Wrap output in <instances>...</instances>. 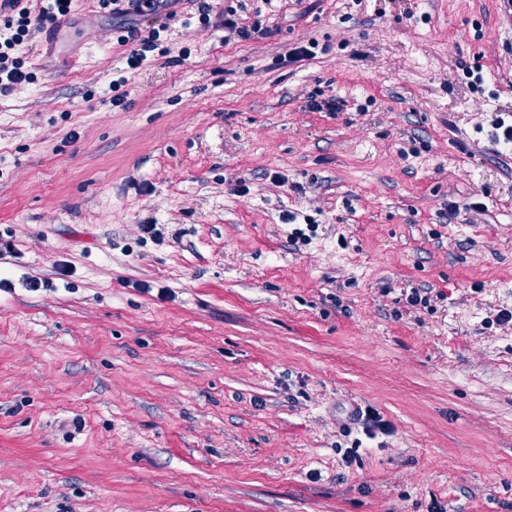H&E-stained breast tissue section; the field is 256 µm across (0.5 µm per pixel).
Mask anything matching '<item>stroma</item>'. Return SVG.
Masks as SVG:
<instances>
[{
  "label": "stroma",
  "instance_id": "obj_1",
  "mask_svg": "<svg viewBox=\"0 0 512 512\" xmlns=\"http://www.w3.org/2000/svg\"><path fill=\"white\" fill-rule=\"evenodd\" d=\"M207 2L134 17L136 70L78 4L86 69L45 29L15 50L0 512H512V18Z\"/></svg>",
  "mask_w": 512,
  "mask_h": 512
}]
</instances>
